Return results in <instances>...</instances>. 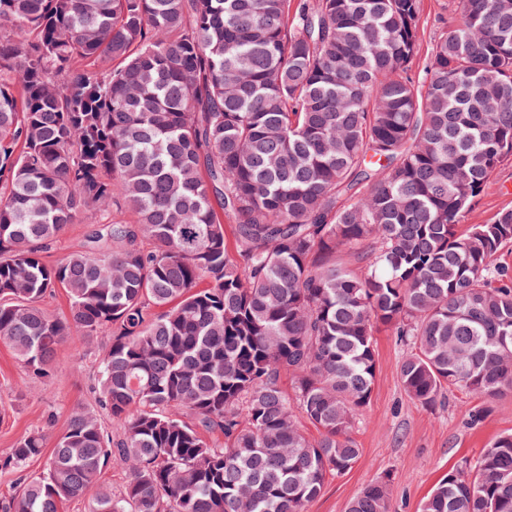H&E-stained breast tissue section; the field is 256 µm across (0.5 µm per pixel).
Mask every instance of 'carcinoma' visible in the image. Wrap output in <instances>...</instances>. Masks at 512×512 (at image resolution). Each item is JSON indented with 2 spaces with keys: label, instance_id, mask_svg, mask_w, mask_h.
Masks as SVG:
<instances>
[{
  "label": "carcinoma",
  "instance_id": "obj_1",
  "mask_svg": "<svg viewBox=\"0 0 512 512\" xmlns=\"http://www.w3.org/2000/svg\"><path fill=\"white\" fill-rule=\"evenodd\" d=\"M453 2L417 79L419 0H0V343L43 378L108 336L0 512H306L360 456L382 328L422 405L512 392V208L461 230L512 159V0ZM420 512H512V433ZM96 224H72L58 238H56L45 254L46 260L56 262L72 251L78 250L84 242L85 236Z\"/></svg>",
  "mask_w": 512,
  "mask_h": 512
}]
</instances>
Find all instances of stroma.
Wrapping results in <instances>:
<instances>
[{
    "instance_id": "stroma-1",
    "label": "stroma",
    "mask_w": 512,
    "mask_h": 512,
    "mask_svg": "<svg viewBox=\"0 0 512 512\" xmlns=\"http://www.w3.org/2000/svg\"><path fill=\"white\" fill-rule=\"evenodd\" d=\"M456 23L449 0H421L420 52L413 65L422 73L434 41ZM512 205V160L497 168L467 216L470 224L490 219ZM103 337L72 333L59 347L54 374L31 377L12 350L0 344V456L25 433L40 430L49 440L64 432L73 408L92 404ZM407 351L399 337L376 335L377 371L368 405L357 417L351 437L361 450L357 463L329 478L307 512H346L349 502L368 484H389V512H419L423 500L462 461L479 457L498 436L512 432V394L488 400L450 388L425 406L404 391L399 367ZM482 409L483 418L469 425L467 410Z\"/></svg>"
}]
</instances>
